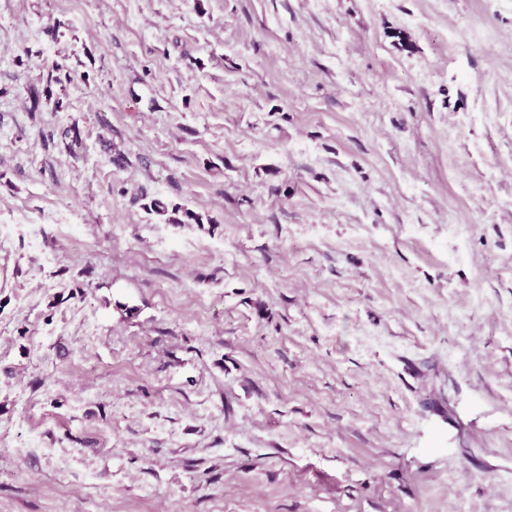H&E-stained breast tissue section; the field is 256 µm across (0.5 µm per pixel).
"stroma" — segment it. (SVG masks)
I'll use <instances>...</instances> for the list:
<instances>
[{
  "mask_svg": "<svg viewBox=\"0 0 512 512\" xmlns=\"http://www.w3.org/2000/svg\"><path fill=\"white\" fill-rule=\"evenodd\" d=\"M0 226V512H512V0H0Z\"/></svg>",
  "mask_w": 512,
  "mask_h": 512,
  "instance_id": "35a3bbf8",
  "label": "stroma"
}]
</instances>
